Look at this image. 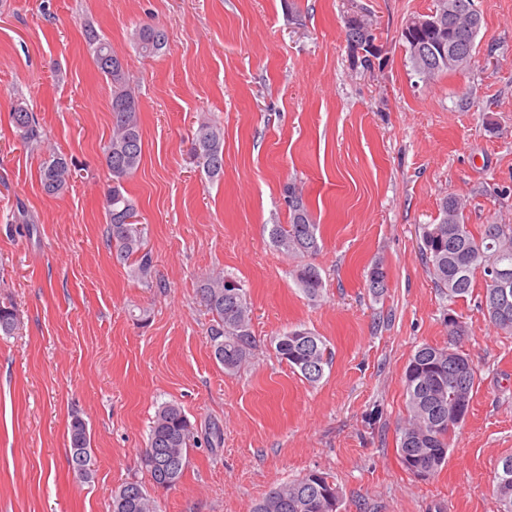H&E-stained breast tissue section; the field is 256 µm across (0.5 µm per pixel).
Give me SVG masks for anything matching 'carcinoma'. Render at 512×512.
Returning <instances> with one entry per match:
<instances>
[{
  "label": "carcinoma",
  "instance_id": "carcinoma-1",
  "mask_svg": "<svg viewBox=\"0 0 512 512\" xmlns=\"http://www.w3.org/2000/svg\"><path fill=\"white\" fill-rule=\"evenodd\" d=\"M471 0H434L432 11L442 12L448 4L463 16L452 47L459 60L432 64L426 61L418 47L409 48L408 59L413 71L425 80L442 74L462 72L471 66L482 17L464 19ZM85 41L93 53V61L112 87L110 110L112 134L103 147L104 158L112 174V187L105 196L104 208L108 220L107 242L116 257L131 262L139 276L146 280L153 267L152 252L145 247L144 227L138 219L133 199L123 182L139 168L142 155L141 118L138 97L131 87L123 58L93 27L85 29ZM136 49L145 56L158 54L166 43L164 31L143 25L134 35ZM11 123L26 143L44 144L40 124L29 109L17 105L10 114ZM189 157L195 166L214 179L223 167L211 168L208 160L224 162V133L216 125L202 122L192 136ZM40 183L48 194L67 187L72 172L67 159L49 153L39 169ZM285 203L290 211L287 224H275L271 238L287 256L305 257L321 248L319 225L304 203L301 192L289 185ZM420 252L430 276L445 296L453 301L469 293L472 278L481 274L485 292L480 302L490 310L499 299L498 289L490 283L487 268L499 266L512 270V225L481 224L473 229L465 223L463 204L448 196L441 204V217L435 224L422 227ZM294 277L302 291L311 299L320 296L323 279L319 269L304 263L296 266ZM200 300L211 313L213 323L208 337L215 360L227 372L239 370L250 358L254 348L251 302L243 285L224 274L213 272L200 280ZM18 317L13 304L0 301V333L9 336L17 329ZM448 345L438 347L425 343L409 359L404 374L406 414L399 421L397 453L405 470L409 457L419 464L428 463L436 473L447 456L430 455L433 448L450 447L452 433L458 425L453 413L460 396L472 401L477 372L459 346L465 328L456 318H448ZM275 351L291 369L310 384L318 383L330 364V351L323 338L309 329H292L275 339ZM85 421L75 417L69 425L70 447L82 448L92 457L90 436L84 433ZM195 444L194 428L180 406L164 403L156 411L147 437L142 463L151 484L157 488H172L181 480L189 464V449ZM339 494L336 485L324 474L312 479L307 473L286 482L258 501L252 512H331L327 492ZM112 512H161V506L148 488L138 482H128L112 494Z\"/></svg>",
  "mask_w": 512,
  "mask_h": 512
}]
</instances>
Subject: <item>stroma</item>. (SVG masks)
<instances>
[{
	"mask_svg": "<svg viewBox=\"0 0 512 512\" xmlns=\"http://www.w3.org/2000/svg\"><path fill=\"white\" fill-rule=\"evenodd\" d=\"M366 9L381 56L364 70L346 42L349 5ZM433 0H0V298L19 328L0 336V512H111L112 493L148 483L140 457L157 408L178 403L197 442L179 484L152 489L163 512H250L280 484L317 470L340 512H498L492 480L512 454V335L479 301H449L420 252L446 196L468 224L512 225V0H477L476 57L426 82L400 32ZM94 25L124 59L139 100L143 157L124 186L154 257L150 283L106 241L112 185L102 147L111 87L84 40ZM163 28L160 55L131 35ZM34 112L73 178L40 183L43 150L15 132ZM224 132V172L189 160L200 121ZM301 189L320 226L310 256L324 288L309 299L297 261L273 243ZM382 264L386 287L368 286ZM240 280L256 347L225 372L207 337L200 278ZM477 370L470 412L435 476L396 451L404 371L416 348L448 343L447 315ZM303 325L332 361L309 384L278 358L275 336ZM91 434L95 472L68 464L69 424ZM219 427L223 440L206 437Z\"/></svg>",
	"mask_w": 512,
	"mask_h": 512,
	"instance_id": "stroma-1",
	"label": "stroma"
}]
</instances>
